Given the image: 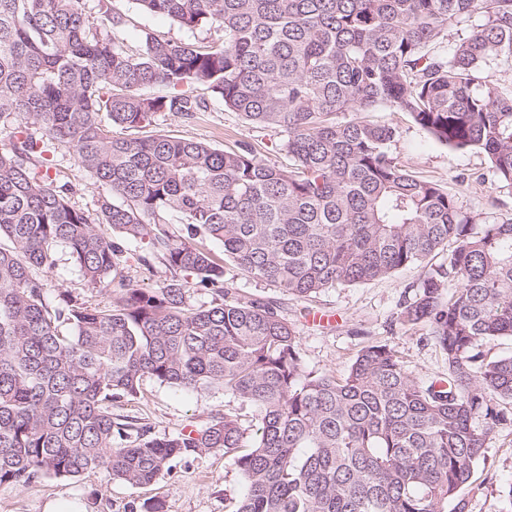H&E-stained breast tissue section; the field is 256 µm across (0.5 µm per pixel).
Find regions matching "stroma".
Here are the masks:
<instances>
[{
  "instance_id": "obj_1",
  "label": "stroma",
  "mask_w": 512,
  "mask_h": 512,
  "mask_svg": "<svg viewBox=\"0 0 512 512\" xmlns=\"http://www.w3.org/2000/svg\"><path fill=\"white\" fill-rule=\"evenodd\" d=\"M91 22H99L106 11L118 9L124 22L111 29L129 49H136L143 32L174 41L223 40L221 29L189 30L168 19L140 11L134 0H83ZM368 120L396 124L399 135L391 146L396 160L415 175L436 182L457 198L463 214L480 217L487 223L512 218V186L500 183L484 154L451 152L434 142L401 112L382 109L368 113ZM156 132L194 137L219 149L246 147L263 162L288 167L291 159L283 134L247 122L238 113L226 110L217 99H209L206 111L185 118L173 112L159 114ZM50 166L77 184L74 204L95 212L105 187L95 183L81 169L73 153L60 147L50 153ZM117 259V272L133 288L154 289L164 285L171 271L158 260L142 264V243L125 240ZM51 268L41 272L50 289L67 291L80 302L105 305L107 290L89 285L65 249H56ZM425 266H411L394 276L355 286L329 288L309 304L281 294L274 286L253 280L233 266L225 268L227 287L238 288L257 297H276L282 312L299 332L303 360L308 369L340 373L371 341L385 342L402 356L407 368L425 380L444 372L443 351L424 340L423 329L405 330L396 321L401 303L412 296V287L422 279ZM329 315V322H316V315ZM249 407L224 392L212 388L184 391L153 378H145L139 396L113 404V413L128 415L152 425L157 435L174 436L187 427H199L216 412ZM245 492L244 481L232 461L215 452L180 461L147 487H132L109 480L105 474L90 472L77 479L41 478L26 487H0V512H43L48 499L75 498L87 512H143L145 502L162 500L165 512H231L230 504ZM468 512H512V432L493 433L486 441L485 454L465 490Z\"/></svg>"
}]
</instances>
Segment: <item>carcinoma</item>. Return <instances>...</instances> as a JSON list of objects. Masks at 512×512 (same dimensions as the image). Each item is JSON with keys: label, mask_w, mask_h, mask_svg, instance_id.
Wrapping results in <instances>:
<instances>
[{"label": "carcinoma", "mask_w": 512, "mask_h": 512, "mask_svg": "<svg viewBox=\"0 0 512 512\" xmlns=\"http://www.w3.org/2000/svg\"><path fill=\"white\" fill-rule=\"evenodd\" d=\"M81 2L0 0V125L12 128L0 147V486L100 471L141 487L222 451L246 486L233 512H466L487 437L512 430V355L482 350L512 338V219L476 229L454 195L396 162V125L349 114L403 112L448 150L485 154L512 186V84L492 75L512 68V0H135L224 30L210 43L146 32L135 53L100 31L119 12L96 27ZM156 85L180 93L147 94ZM199 89L284 134L292 167L137 136L162 112L203 111ZM58 147L106 188L95 216L51 177L44 154ZM115 236L147 241L175 275L151 290L121 282L105 307L48 300L36 271L58 247L87 283L112 285ZM226 260L299 300L430 265L398 320L427 329L447 371L423 383L382 342L340 374L307 369L295 324L277 301L226 287ZM178 271L211 301L189 305ZM146 377L224 390L256 411L254 432L231 411L173 437L113 415Z\"/></svg>", "instance_id": "cac0c4a2"}]
</instances>
